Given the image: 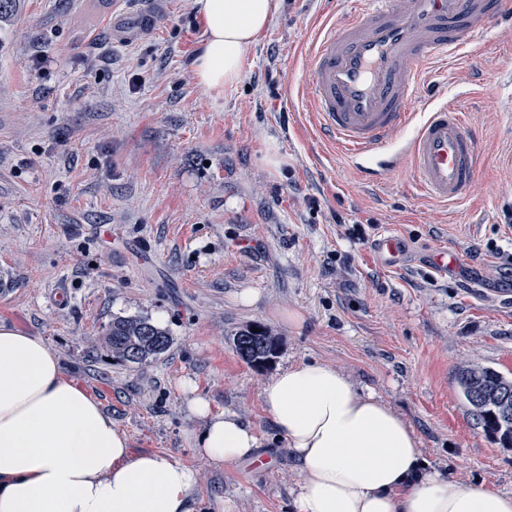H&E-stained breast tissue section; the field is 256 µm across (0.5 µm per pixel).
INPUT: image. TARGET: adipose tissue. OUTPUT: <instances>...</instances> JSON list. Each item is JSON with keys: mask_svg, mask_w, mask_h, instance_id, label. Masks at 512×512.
<instances>
[{"mask_svg": "<svg viewBox=\"0 0 512 512\" xmlns=\"http://www.w3.org/2000/svg\"><path fill=\"white\" fill-rule=\"evenodd\" d=\"M205 24L195 60L215 94L234 87L244 54L281 0H195ZM262 397L304 480L294 512H512V494L451 484L429 468L415 430L341 370L296 362ZM204 422L198 451L229 465L251 457L257 432L234 413L188 402ZM193 469L132 455L100 404L65 379L44 342L0 325V512H195Z\"/></svg>", "mask_w": 512, "mask_h": 512, "instance_id": "obj_1", "label": "adipose tissue"}]
</instances>
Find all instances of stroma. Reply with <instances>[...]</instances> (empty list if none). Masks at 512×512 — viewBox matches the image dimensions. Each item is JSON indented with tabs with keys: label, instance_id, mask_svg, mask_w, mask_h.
Wrapping results in <instances>:
<instances>
[{
	"label": "stroma",
	"instance_id": "stroma-1",
	"mask_svg": "<svg viewBox=\"0 0 512 512\" xmlns=\"http://www.w3.org/2000/svg\"><path fill=\"white\" fill-rule=\"evenodd\" d=\"M326 1L284 0L220 97L196 76L195 0H13L0 12V324L41 339L133 454L194 469L200 512H293L304 473L262 388L300 361L391 404L449 482L512 493V448L475 423L452 379L461 364L512 373V174L499 164L512 150V57L497 53L512 23L429 76L479 134L481 177L444 206L402 168L363 181L292 96ZM382 232L402 242L397 266L372 249ZM448 248L460 265L435 269ZM138 314L169 348L108 361L106 327ZM250 324L279 341L261 368L233 346ZM193 394L253 427L257 454L226 466L199 455Z\"/></svg>",
	"mask_w": 512,
	"mask_h": 512
}]
</instances>
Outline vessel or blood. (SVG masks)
<instances>
[{"mask_svg": "<svg viewBox=\"0 0 512 512\" xmlns=\"http://www.w3.org/2000/svg\"><path fill=\"white\" fill-rule=\"evenodd\" d=\"M495 20H512V0H354L342 18L323 20L309 44L302 107L350 159L388 154L421 196L457 203L480 176L479 137L457 105L425 84ZM374 249L389 265L403 258L390 234Z\"/></svg>", "mask_w": 512, "mask_h": 512, "instance_id": "1", "label": "vessel or blood"}]
</instances>
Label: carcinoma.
Listing matches in <instances>:
<instances>
[{
	"mask_svg": "<svg viewBox=\"0 0 512 512\" xmlns=\"http://www.w3.org/2000/svg\"><path fill=\"white\" fill-rule=\"evenodd\" d=\"M166 329L148 316H116L101 338V347L113 358L130 364L146 363L169 347ZM236 353L261 367L277 354L278 339L260 326L240 329L233 338ZM458 393L484 431L504 448H512V375L491 367L466 365L455 377Z\"/></svg>",
	"mask_w": 512,
	"mask_h": 512,
	"instance_id": "carcinoma-1",
	"label": "carcinoma"
}]
</instances>
